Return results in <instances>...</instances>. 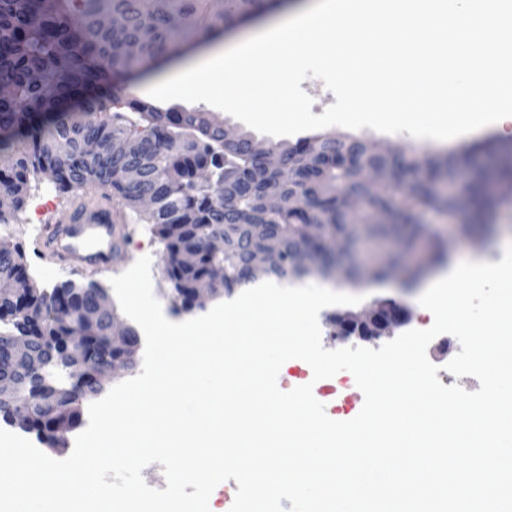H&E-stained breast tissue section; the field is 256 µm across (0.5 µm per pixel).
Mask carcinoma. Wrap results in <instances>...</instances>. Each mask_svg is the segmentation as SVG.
Returning <instances> with one entry per match:
<instances>
[{
	"instance_id": "obj_1",
	"label": "carcinoma",
	"mask_w": 512,
	"mask_h": 512,
	"mask_svg": "<svg viewBox=\"0 0 512 512\" xmlns=\"http://www.w3.org/2000/svg\"><path fill=\"white\" fill-rule=\"evenodd\" d=\"M281 7L279 0H231L218 10L210 0H0V82L10 87L0 99V187L7 198L0 224L13 222L29 180L48 171L61 191L109 186L143 212L165 243V273L185 303L215 267L228 295L265 281L292 286L339 267L351 287L360 286L357 255L337 251L331 263L318 264L320 246L306 225H324L335 241L397 237L411 246L426 230L423 213L458 207L448 186L469 153L379 151L363 138L320 135L271 146L281 158L271 171L252 153L251 134L227 143L205 112L162 111L122 96V80L146 64L167 62L189 41L216 40ZM94 142L112 143V154L91 153ZM481 150L512 164L511 147L489 141ZM205 169L217 173L218 184L200 183ZM369 171L384 175L382 189L369 186ZM271 192L281 198L276 209L265 203ZM342 194L359 200V211L345 209ZM217 238L224 239L222 252L210 247ZM268 238L278 244L273 263L242 276L251 250ZM187 250L197 256L191 266L181 262ZM0 288H18L26 299L8 307L13 319L0 343L29 336L36 355L76 365L70 392L56 387L61 375L54 370L33 386L39 403L24 432L54 443L78 422L81 405L98 397L112 364L107 336L117 314L82 322L79 309L99 294L95 282L34 292L21 249L2 238ZM60 336L74 337L70 350L60 347Z\"/></svg>"
}]
</instances>
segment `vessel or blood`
I'll use <instances>...</instances> for the list:
<instances>
[{
  "mask_svg": "<svg viewBox=\"0 0 512 512\" xmlns=\"http://www.w3.org/2000/svg\"><path fill=\"white\" fill-rule=\"evenodd\" d=\"M41 248L72 271L111 270L120 251V237L110 210L83 205L70 208L66 222L46 225Z\"/></svg>",
  "mask_w": 512,
  "mask_h": 512,
  "instance_id": "vessel-or-blood-1",
  "label": "vessel or blood"
}]
</instances>
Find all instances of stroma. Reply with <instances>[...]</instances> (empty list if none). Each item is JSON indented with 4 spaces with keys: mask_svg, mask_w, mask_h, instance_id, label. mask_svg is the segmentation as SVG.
<instances>
[{
    "mask_svg": "<svg viewBox=\"0 0 512 512\" xmlns=\"http://www.w3.org/2000/svg\"><path fill=\"white\" fill-rule=\"evenodd\" d=\"M493 129L486 128L478 132L463 135L448 141L420 139L408 133L389 134L373 129L358 130V137L369 140L384 149H414L419 151H457L475 142L493 136ZM486 172L485 194L493 199L494 205L489 211H482L474 206L469 194H462L460 207L456 212L444 211L426 213L422 221L430 229L439 232L446 249L449 263L462 261L481 262L496 252H505L512 245V205L499 204L501 161L498 157L478 154L470 159V166L464 171L465 178L475 177L479 172ZM109 202L115 208H123L121 197L113 190L105 188H76L67 192L55 189L51 180L38 177L31 180L23 208L18 212L14 223L1 226L0 235L19 245L25 255L26 269L29 277L43 290L72 281L75 283L96 282L108 285L111 275H118L127 270L142 256L151 258V277L153 292L161 304L172 301L171 286L164 276L165 248L152 225L144 223L139 215H132L133 232L123 241V248L117 263L111 271L104 272H70L60 269L49 254H36L35 244L42 232L43 221L49 214H62L65 201ZM415 257L407 258L387 282L385 292L369 287L364 289L365 300H372L377 295L394 299L407 313V329L427 324L428 319L421 312L419 298L437 275V268L416 273ZM335 387H328L324 382H316L313 393L325 406L327 415L335 420L344 421L354 413L360 412L364 397L357 388L350 372H339L335 377Z\"/></svg>",
    "mask_w": 512,
    "mask_h": 512,
    "instance_id": "35a3bbf8",
    "label": "stroma"
}]
</instances>
